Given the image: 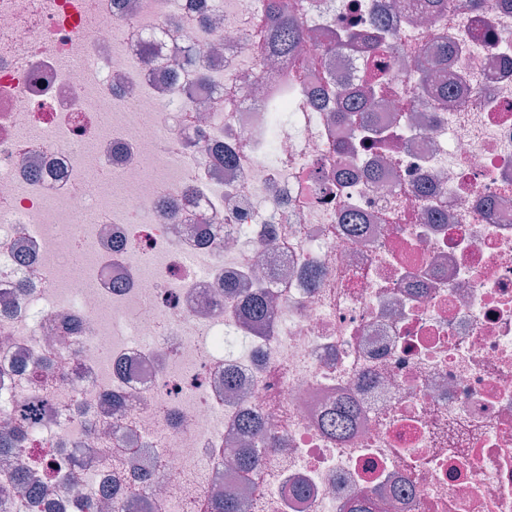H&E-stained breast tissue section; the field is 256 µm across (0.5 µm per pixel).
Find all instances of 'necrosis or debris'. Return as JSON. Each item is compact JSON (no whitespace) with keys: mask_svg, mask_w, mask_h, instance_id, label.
Instances as JSON below:
<instances>
[{"mask_svg":"<svg viewBox=\"0 0 512 512\" xmlns=\"http://www.w3.org/2000/svg\"><path fill=\"white\" fill-rule=\"evenodd\" d=\"M122 4L0 0V428L43 404L56 512L144 474L136 512L223 491L246 412L276 443L244 512H512V8L296 0L310 37L273 63L268 0ZM382 12L385 81L338 120ZM443 44L444 103L417 81ZM45 354L41 394L16 368ZM352 408L347 403L336 406L332 412L328 414L326 419L327 427L337 436H343L350 424L352 417Z\"/></svg>","mask_w":512,"mask_h":512,"instance_id":"obj_1","label":"necrosis or debris"}]
</instances>
